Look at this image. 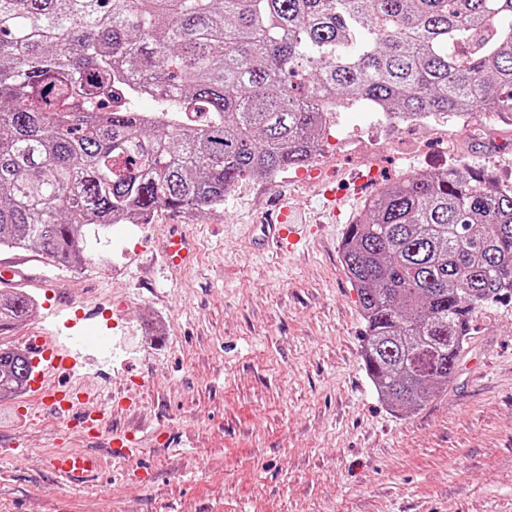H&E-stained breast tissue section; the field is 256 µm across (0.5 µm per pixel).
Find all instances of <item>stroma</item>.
<instances>
[{"label":"stroma","instance_id":"obj_1","mask_svg":"<svg viewBox=\"0 0 512 512\" xmlns=\"http://www.w3.org/2000/svg\"><path fill=\"white\" fill-rule=\"evenodd\" d=\"M378 112L337 113L319 180L290 171L248 180L205 217L158 210L145 224L84 227L90 261L56 266L37 251L0 249L30 316L0 332L23 347L34 329L78 363L66 382L96 390L106 429L134 428V460L103 457L98 482L70 486L48 457L81 448L30 395L0 402V512H512V305L473 321L468 353L424 406L394 410L363 360L365 322L340 245L384 184L452 158L512 183V116L420 124L373 150ZM374 171L355 193L353 170ZM342 198L316 225L318 191ZM309 223L292 252L259 250L261 216L280 195ZM180 229L193 265L163 268L161 243Z\"/></svg>","mask_w":512,"mask_h":512}]
</instances>
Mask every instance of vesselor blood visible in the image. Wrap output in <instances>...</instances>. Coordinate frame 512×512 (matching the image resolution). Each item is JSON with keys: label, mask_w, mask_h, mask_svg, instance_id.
I'll return each instance as SVG.
<instances>
[{"label": "vessel or blood", "mask_w": 512, "mask_h": 512, "mask_svg": "<svg viewBox=\"0 0 512 512\" xmlns=\"http://www.w3.org/2000/svg\"><path fill=\"white\" fill-rule=\"evenodd\" d=\"M301 217L295 211L288 197H281L274 214L266 225L265 242L268 247L284 252L299 243L301 236L299 226ZM162 256L165 263L180 265L193 256L192 244L180 235H170L163 244ZM27 351L32 362L38 365L30 388L35 392L43 406L60 414L67 421L75 423L80 433L91 441L104 442L108 455L118 459H127L137 454L139 443L134 431L108 432L102 427L101 418L93 412L86 411V397L82 392L60 389L47 384L45 375L50 371L69 370L67 357L55 350L47 337H31ZM99 467V459L92 453L79 450L49 457L47 469L55 477L73 484L91 481Z\"/></svg>", "instance_id": "b4317fda"}]
</instances>
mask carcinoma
Listing matches in <instances>:
<instances>
[{
    "mask_svg": "<svg viewBox=\"0 0 512 512\" xmlns=\"http://www.w3.org/2000/svg\"><path fill=\"white\" fill-rule=\"evenodd\" d=\"M353 105L512 113V0H0V248L79 267L83 227L216 211L244 180L309 164ZM341 256L367 374L393 409L420 407L473 318L512 302V185L466 162L388 183ZM33 307L0 293V331ZM32 370L1 343L0 398Z\"/></svg>",
    "mask_w": 512,
    "mask_h": 512,
    "instance_id": "cac0c4a2",
    "label": "carcinoma"
}]
</instances>
